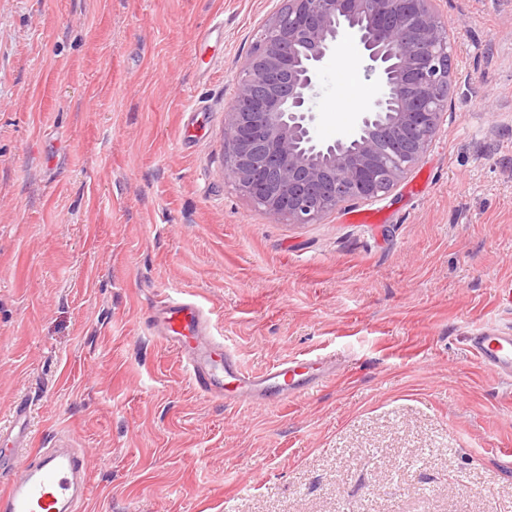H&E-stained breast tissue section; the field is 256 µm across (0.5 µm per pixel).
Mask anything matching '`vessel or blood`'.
<instances>
[{
  "mask_svg": "<svg viewBox=\"0 0 512 512\" xmlns=\"http://www.w3.org/2000/svg\"><path fill=\"white\" fill-rule=\"evenodd\" d=\"M147 321L180 353L192 387L229 405L275 408L336 375L335 363L321 356L292 357L250 373L232 350L215 341L210 316L189 297H165ZM469 347L491 376L512 380V330L485 328L470 336ZM85 480L77 449H33L19 477H9L7 465L0 463V512H79Z\"/></svg>",
  "mask_w": 512,
  "mask_h": 512,
  "instance_id": "b4317fda",
  "label": "vessel or blood"
}]
</instances>
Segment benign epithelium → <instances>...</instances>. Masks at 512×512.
<instances>
[{"label": "benign epithelium", "instance_id": "obj_1", "mask_svg": "<svg viewBox=\"0 0 512 512\" xmlns=\"http://www.w3.org/2000/svg\"><path fill=\"white\" fill-rule=\"evenodd\" d=\"M439 0H283L226 112V170L274 221L314 224L391 192L422 161L448 110L454 43ZM381 90L345 136L317 135L323 61L343 33Z\"/></svg>", "mask_w": 512, "mask_h": 512}]
</instances>
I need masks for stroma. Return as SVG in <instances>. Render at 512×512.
Segmentation results:
<instances>
[{"label": "stroma", "instance_id": "obj_1", "mask_svg": "<svg viewBox=\"0 0 512 512\" xmlns=\"http://www.w3.org/2000/svg\"><path fill=\"white\" fill-rule=\"evenodd\" d=\"M280 5L0 0V454L16 477L30 448L82 449L80 512H512V383L468 348L512 328V0H442L439 134L315 224L226 174L225 114ZM319 82L325 137L379 93L341 48ZM175 292L248 371L310 354L335 378L276 410L197 393L146 324Z\"/></svg>", "mask_w": 512, "mask_h": 512}]
</instances>
